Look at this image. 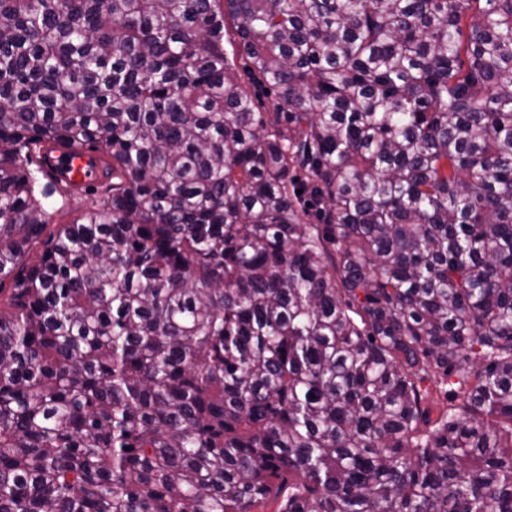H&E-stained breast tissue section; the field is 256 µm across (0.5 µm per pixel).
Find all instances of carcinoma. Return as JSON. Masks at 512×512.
Segmentation results:
<instances>
[{
	"instance_id": "cac0c4a2",
	"label": "carcinoma",
	"mask_w": 512,
	"mask_h": 512,
	"mask_svg": "<svg viewBox=\"0 0 512 512\" xmlns=\"http://www.w3.org/2000/svg\"><path fill=\"white\" fill-rule=\"evenodd\" d=\"M270 502L512 512V0H0V512ZM96 156L87 152L55 149L48 156L49 164L76 187L84 188L94 183L98 176ZM96 197L95 193L74 196L64 208L54 216V222L67 223L74 218Z\"/></svg>"
}]
</instances>
